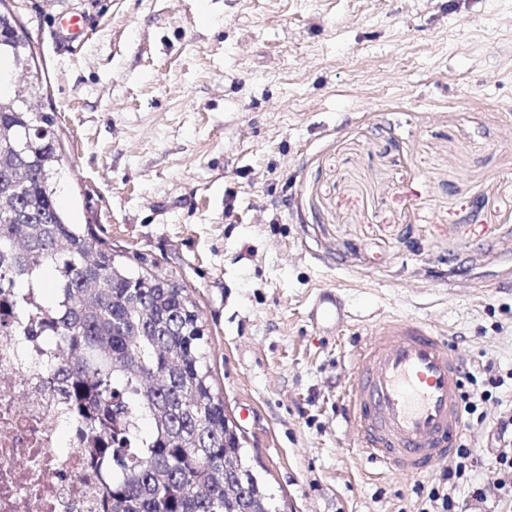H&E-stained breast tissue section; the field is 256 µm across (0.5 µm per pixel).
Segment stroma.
<instances>
[{
  "label": "stroma",
  "mask_w": 512,
  "mask_h": 512,
  "mask_svg": "<svg viewBox=\"0 0 512 512\" xmlns=\"http://www.w3.org/2000/svg\"><path fill=\"white\" fill-rule=\"evenodd\" d=\"M6 4L66 221L192 290L214 388L286 512H439L447 460L372 474L347 422L353 355L390 317L506 374L456 497L512 512L470 495L512 409V0ZM323 288L348 311L331 335L309 318Z\"/></svg>",
  "instance_id": "1"
}]
</instances>
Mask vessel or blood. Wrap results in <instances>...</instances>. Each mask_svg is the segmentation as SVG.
<instances>
[{
    "instance_id": "b4317fda",
    "label": "vessel or blood",
    "mask_w": 512,
    "mask_h": 512,
    "mask_svg": "<svg viewBox=\"0 0 512 512\" xmlns=\"http://www.w3.org/2000/svg\"><path fill=\"white\" fill-rule=\"evenodd\" d=\"M310 317L322 329L344 322L335 292L315 299ZM462 368L445 336L426 323L391 318L359 348L347 389L349 420L361 452L383 470L423 475L450 457L464 433Z\"/></svg>"
}]
</instances>
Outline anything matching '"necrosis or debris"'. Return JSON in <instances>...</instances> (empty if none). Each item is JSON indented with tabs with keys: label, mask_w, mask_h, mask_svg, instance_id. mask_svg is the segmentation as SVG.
Returning <instances> with one entry per match:
<instances>
[{
	"label": "necrosis or debris",
	"mask_w": 512,
	"mask_h": 512,
	"mask_svg": "<svg viewBox=\"0 0 512 512\" xmlns=\"http://www.w3.org/2000/svg\"><path fill=\"white\" fill-rule=\"evenodd\" d=\"M0 318V512H97L104 475L89 471L86 442L72 437L50 382L58 350L47 336L19 335Z\"/></svg>",
	"instance_id": "4bbe7bcc"
}]
</instances>
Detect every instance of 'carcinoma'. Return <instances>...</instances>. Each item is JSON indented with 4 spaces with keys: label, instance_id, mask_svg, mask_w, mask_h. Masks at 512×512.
<instances>
[{
    "label": "carcinoma",
    "instance_id": "carcinoma-1",
    "mask_svg": "<svg viewBox=\"0 0 512 512\" xmlns=\"http://www.w3.org/2000/svg\"><path fill=\"white\" fill-rule=\"evenodd\" d=\"M30 43L0 11V290L35 288L51 317L23 333L52 336L58 390L84 418L92 465L110 488L104 512H279L247 461L239 428L213 390L210 352L189 288L157 269L131 273L54 198L53 118L27 72Z\"/></svg>",
    "mask_w": 512,
    "mask_h": 512
}]
</instances>
